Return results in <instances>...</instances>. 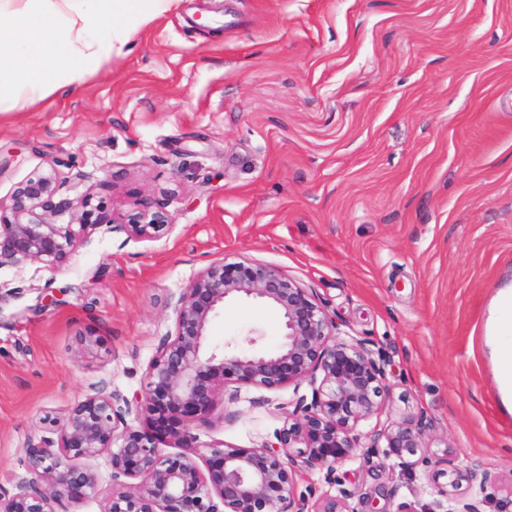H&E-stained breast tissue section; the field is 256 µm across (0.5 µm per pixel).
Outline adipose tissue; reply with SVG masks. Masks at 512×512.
<instances>
[{"instance_id":"ef3b65f1","label":"adipose tissue","mask_w":512,"mask_h":512,"mask_svg":"<svg viewBox=\"0 0 512 512\" xmlns=\"http://www.w3.org/2000/svg\"><path fill=\"white\" fill-rule=\"evenodd\" d=\"M176 0H0V112L66 92L112 55L137 26ZM486 346L512 412V317L491 313Z\"/></svg>"}]
</instances>
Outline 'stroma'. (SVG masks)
Instances as JSON below:
<instances>
[{
    "label": "stroma",
    "instance_id": "obj_1",
    "mask_svg": "<svg viewBox=\"0 0 512 512\" xmlns=\"http://www.w3.org/2000/svg\"><path fill=\"white\" fill-rule=\"evenodd\" d=\"M51 171L108 221L59 268L0 269L1 497L95 389L142 394L177 299L219 260L277 267L385 357L364 429L423 417L442 465L362 449L336 471L357 512L432 503L475 463L495 476L481 512L512 497L485 347L512 286V0H178L71 93L0 112V207ZM144 209L165 227L129 237ZM254 335L276 348L279 317L239 300L210 342ZM309 392L239 387L197 446H261Z\"/></svg>",
    "mask_w": 512,
    "mask_h": 512
}]
</instances>
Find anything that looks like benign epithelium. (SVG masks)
<instances>
[{
  "instance_id": "7a95c632",
  "label": "benign epithelium",
  "mask_w": 512,
  "mask_h": 512,
  "mask_svg": "<svg viewBox=\"0 0 512 512\" xmlns=\"http://www.w3.org/2000/svg\"><path fill=\"white\" fill-rule=\"evenodd\" d=\"M61 188L57 174L49 172L15 189L11 216L0 215V268L26 263L58 267L68 259L78 231L105 222L90 196L73 214L79 229L50 222L48 217L65 207ZM163 227L157 212L125 225L136 239L150 238ZM234 300L276 310L281 336L276 349L210 347L214 317ZM146 379L136 402L153 429L129 425L130 401L97 389L68 411L57 438H43L29 451L28 470L49 476L48 486L21 484L11 497H0V512H55L52 503L59 499L96 496L97 475L79 461L104 453L110 455L113 485L101 512H358L350 505L352 492L335 473L365 445L384 444L385 457L413 472L440 464L420 452L427 444L419 422L405 419L380 431L360 429L382 409L389 388L384 361L366 340L341 336L336 321L308 289L273 266L214 261L204 268L178 299L174 333L163 338ZM304 382L311 396L299 397L274 440L258 448H212L205 465L198 464L194 427L210 424L227 384L275 391ZM158 432L167 434L179 452L160 454ZM292 448L301 460L291 457ZM300 462L326 471L335 494L312 506L297 497ZM464 478L471 501L446 491L427 511L405 503L397 512H480L478 494L492 475L475 464Z\"/></svg>"
}]
</instances>
